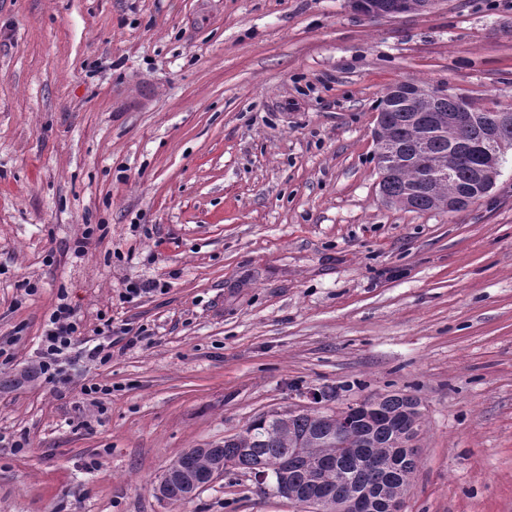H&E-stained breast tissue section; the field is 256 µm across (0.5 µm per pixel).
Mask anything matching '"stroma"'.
I'll return each instance as SVG.
<instances>
[{
    "label": "stroma",
    "mask_w": 512,
    "mask_h": 512,
    "mask_svg": "<svg viewBox=\"0 0 512 512\" xmlns=\"http://www.w3.org/2000/svg\"><path fill=\"white\" fill-rule=\"evenodd\" d=\"M403 81L512 109V0H0V433L30 443L0 446V512H295L239 473L153 486L316 391L421 400L405 512H512V150L464 210L387 204L375 115ZM62 288L82 338L146 340L70 357L60 394L27 371ZM440 0H345L347 7L354 13L368 18L401 16L432 9ZM121 326L124 327L116 328L112 326L111 319L105 320L96 332L98 337L78 346L77 354L88 363L104 366L112 360V348L115 345L124 342L123 347H133L146 340L145 336H141L140 329L133 332L134 329L128 323ZM179 465L168 469L162 476L161 485H165L167 480L172 475L173 471L178 468ZM154 494L159 500L167 501L170 503L184 502L191 497L187 496L186 487L177 479L171 480L166 486L159 488V485H155Z\"/></svg>",
    "instance_id": "35a3bbf8"
}]
</instances>
